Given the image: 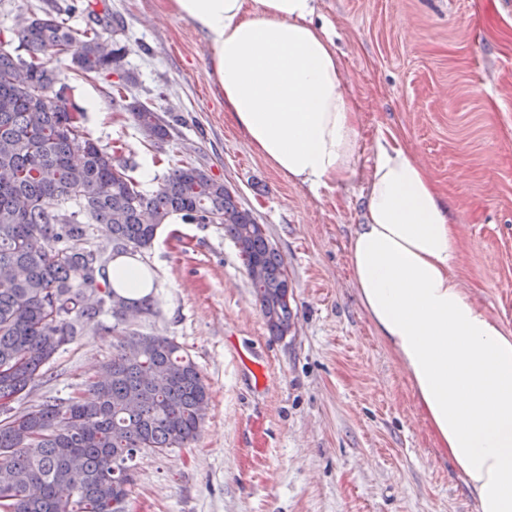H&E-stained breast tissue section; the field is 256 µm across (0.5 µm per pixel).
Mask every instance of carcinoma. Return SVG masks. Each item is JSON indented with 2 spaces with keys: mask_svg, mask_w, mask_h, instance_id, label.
Listing matches in <instances>:
<instances>
[{
  "mask_svg": "<svg viewBox=\"0 0 512 512\" xmlns=\"http://www.w3.org/2000/svg\"><path fill=\"white\" fill-rule=\"evenodd\" d=\"M14 54L0 40V512H124L133 461L200 435L210 387L173 340L121 332L120 350L88 383L89 396H49L26 408L59 350L112 310L109 259L84 246L89 225L109 229L112 258L151 247L159 227L222 224L238 249L270 333L293 324L286 267L253 212L224 181L176 165L152 191L84 131L46 50L71 53L82 74L118 66L126 47L95 27L76 32L52 7L18 22ZM152 141L173 127L137 98L114 101Z\"/></svg>",
  "mask_w": 512,
  "mask_h": 512,
  "instance_id": "1",
  "label": "carcinoma"
}]
</instances>
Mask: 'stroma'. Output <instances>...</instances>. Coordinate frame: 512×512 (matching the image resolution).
Returning a JSON list of instances; mask_svg holds the SVG:
<instances>
[{"label": "stroma", "instance_id": "obj_1", "mask_svg": "<svg viewBox=\"0 0 512 512\" xmlns=\"http://www.w3.org/2000/svg\"><path fill=\"white\" fill-rule=\"evenodd\" d=\"M78 9L127 52L88 77L47 51L83 126L118 147L142 189L191 162L224 180L264 224L291 282L294 324L272 336L220 224L163 225L136 255L152 310L132 329L174 339L210 386L187 448L134 460L128 512H475L421 413L406 371L360 303L347 245L364 209L373 146L393 133L427 169L459 226L456 274L512 330V8L503 0H318L359 114L358 172L313 189L276 171L224 109L204 37L167 0H0V38L48 7ZM175 133L156 144L112 105L115 85ZM111 315L90 325L26 398L83 393L116 345Z\"/></svg>", "mask_w": 512, "mask_h": 512}]
</instances>
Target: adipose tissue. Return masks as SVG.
<instances>
[{
  "label": "adipose tissue",
  "mask_w": 512,
  "mask_h": 512,
  "mask_svg": "<svg viewBox=\"0 0 512 512\" xmlns=\"http://www.w3.org/2000/svg\"><path fill=\"white\" fill-rule=\"evenodd\" d=\"M204 34L224 108L278 172L329 188L357 171L358 112L341 60L314 22L317 0H169ZM348 266L377 336L406 369L476 512H512V331L455 273L448 201L396 137L380 136ZM108 279L139 300L151 284L131 259Z\"/></svg>",
  "instance_id": "ef3b65f1"
}]
</instances>
